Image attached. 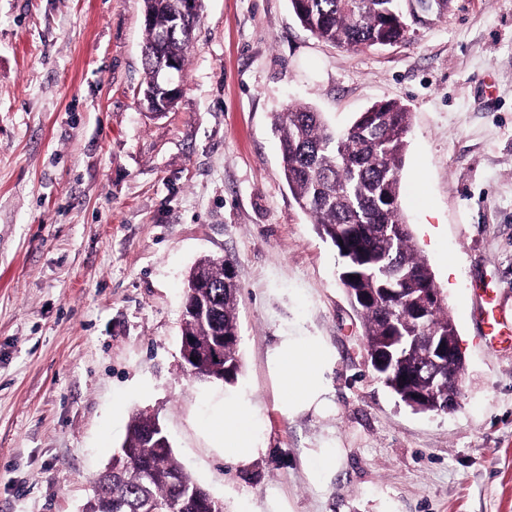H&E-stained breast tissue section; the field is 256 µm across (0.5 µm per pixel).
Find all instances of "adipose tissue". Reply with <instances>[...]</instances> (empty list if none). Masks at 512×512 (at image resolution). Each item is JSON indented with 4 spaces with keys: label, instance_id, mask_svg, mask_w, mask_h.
Masks as SVG:
<instances>
[{
    "label": "adipose tissue",
    "instance_id": "obj_1",
    "mask_svg": "<svg viewBox=\"0 0 512 512\" xmlns=\"http://www.w3.org/2000/svg\"><path fill=\"white\" fill-rule=\"evenodd\" d=\"M329 359L328 348L315 336H285L272 349L270 360L279 375L280 400L288 411L327 405L329 387L324 373ZM208 430L223 446L225 459L237 465L247 466L265 452L245 395L225 396L224 413L210 421Z\"/></svg>",
    "mask_w": 512,
    "mask_h": 512
}]
</instances>
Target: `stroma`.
Instances as JSON below:
<instances>
[{
  "label": "stroma",
  "instance_id": "1",
  "mask_svg": "<svg viewBox=\"0 0 512 512\" xmlns=\"http://www.w3.org/2000/svg\"><path fill=\"white\" fill-rule=\"evenodd\" d=\"M142 0H0V512H82L130 417L160 421L224 512H512V0H449L406 41L343 50L289 0H202L176 107L139 105ZM412 114L401 206L465 359L461 407L416 413L379 379L342 262L295 204L276 113L336 127ZM205 256L239 286L233 384L189 375L184 282ZM315 336L330 409L288 414L268 354ZM249 396L267 451L225 460L203 424ZM339 449L335 473L305 463Z\"/></svg>",
  "mask_w": 512,
  "mask_h": 512
}]
</instances>
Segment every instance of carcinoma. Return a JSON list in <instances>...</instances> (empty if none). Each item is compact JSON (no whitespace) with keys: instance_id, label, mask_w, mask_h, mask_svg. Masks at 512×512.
<instances>
[{"instance_id":"cac0c4a2","label":"carcinoma","mask_w":512,"mask_h":512,"mask_svg":"<svg viewBox=\"0 0 512 512\" xmlns=\"http://www.w3.org/2000/svg\"><path fill=\"white\" fill-rule=\"evenodd\" d=\"M300 24L317 39L338 48L362 50L385 39L406 37L399 20L404 0H289ZM144 70L150 81L161 60L184 70L197 21L179 25L182 0H142ZM410 112L386 101L360 113L344 129L331 127L323 113L292 105L275 115L283 175L293 200L342 259L341 282L360 315L367 356L391 357L374 367L405 405L423 413L455 412L460 389L448 400V381L435 379L427 343L413 336H455L454 321L432 273L413 242L400 205V171L410 128ZM222 257L201 260L190 273L206 272L209 287L191 299L211 305L203 320L186 317L181 339L193 341L197 367L205 380L231 383L241 369L238 285ZM224 337V363L207 355L210 342ZM156 420L132 415L125 448L138 451L128 461L113 456L112 471L99 476V493L85 512H224L223 504L193 480L173 456L149 440Z\"/></svg>"}]
</instances>
